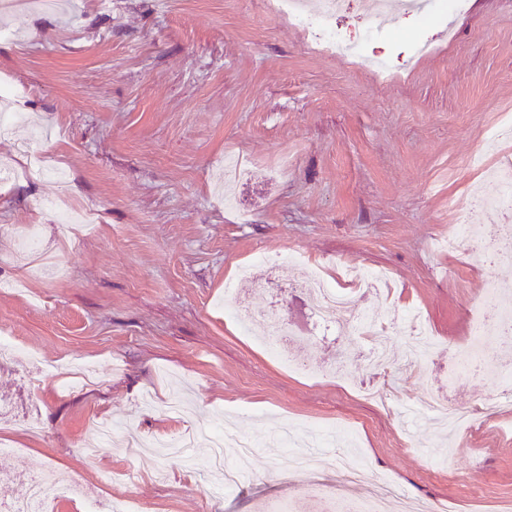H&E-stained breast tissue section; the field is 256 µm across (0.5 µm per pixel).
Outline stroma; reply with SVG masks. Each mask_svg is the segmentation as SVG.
Returning <instances> with one entry per match:
<instances>
[{
	"label": "stroma",
	"mask_w": 512,
	"mask_h": 512,
	"mask_svg": "<svg viewBox=\"0 0 512 512\" xmlns=\"http://www.w3.org/2000/svg\"><path fill=\"white\" fill-rule=\"evenodd\" d=\"M0 26V94L29 119L0 133V163L23 169L34 148L46 167L0 187V281L22 285L0 290L14 337L0 438L15 447L0 454V501L13 476L51 468L143 512H272L312 480L273 444L288 421L358 428L355 453L436 512L512 501V409L455 434L431 412L408 417L432 394L468 407L500 388L491 366L457 377L455 357L482 290L512 286V261L481 266L437 241L472 192L499 190L470 160H512V142L484 141L512 114V0H470L450 42L393 15L387 83L314 49L266 0H0ZM417 36L440 50L402 69ZM286 251L301 260L269 288L267 316L302 334L288 357L310 359L312 377L224 311L225 282L251 297L269 276L252 254ZM354 266L393 277L391 295L357 298L393 349L406 308L421 311L437 345L422 366L378 369L361 333L316 331L302 282L317 267L338 287ZM383 386L387 407L369 397ZM101 418L141 452L83 455ZM212 424L257 445L252 482L231 494L208 454L148 451Z\"/></svg>",
	"instance_id": "35a3bbf8"
}]
</instances>
